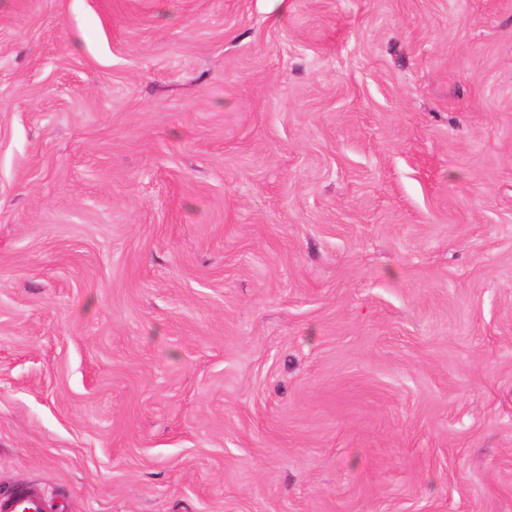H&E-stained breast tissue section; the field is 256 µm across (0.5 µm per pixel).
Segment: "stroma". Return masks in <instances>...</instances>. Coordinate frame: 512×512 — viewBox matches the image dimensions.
I'll return each instance as SVG.
<instances>
[{"mask_svg":"<svg viewBox=\"0 0 512 512\" xmlns=\"http://www.w3.org/2000/svg\"><path fill=\"white\" fill-rule=\"evenodd\" d=\"M512 512V0H0V494Z\"/></svg>","mask_w":512,"mask_h":512,"instance_id":"obj_1","label":"stroma"}]
</instances>
